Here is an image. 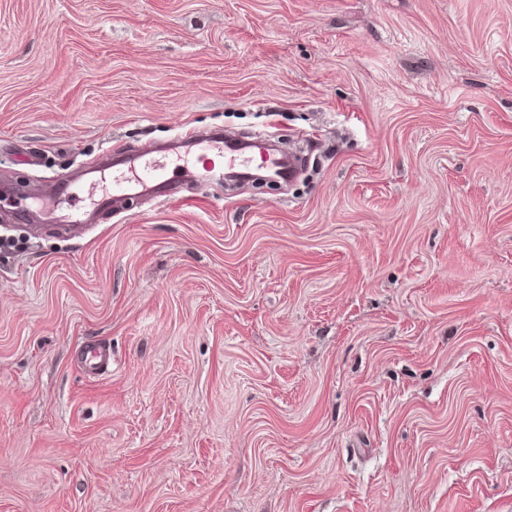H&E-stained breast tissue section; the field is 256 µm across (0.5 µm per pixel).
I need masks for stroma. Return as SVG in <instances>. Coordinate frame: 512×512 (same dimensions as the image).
<instances>
[{
    "instance_id": "35a3bbf8",
    "label": "stroma",
    "mask_w": 512,
    "mask_h": 512,
    "mask_svg": "<svg viewBox=\"0 0 512 512\" xmlns=\"http://www.w3.org/2000/svg\"><path fill=\"white\" fill-rule=\"evenodd\" d=\"M190 126L307 162L0 195V512H512V0H0V185Z\"/></svg>"
}]
</instances>
